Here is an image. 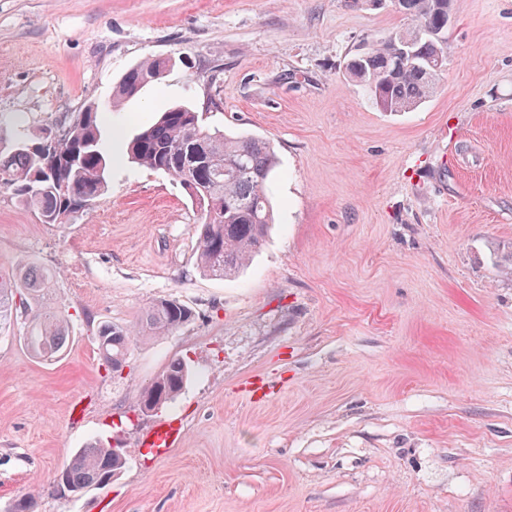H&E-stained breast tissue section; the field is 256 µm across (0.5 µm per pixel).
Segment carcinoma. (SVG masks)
Instances as JSON below:
<instances>
[{
  "label": "carcinoma",
  "mask_w": 512,
  "mask_h": 512,
  "mask_svg": "<svg viewBox=\"0 0 512 512\" xmlns=\"http://www.w3.org/2000/svg\"><path fill=\"white\" fill-rule=\"evenodd\" d=\"M399 11L414 25L372 43L365 52L347 62L348 78L360 86L387 112H404L416 107L435 85L447 66L441 42L423 30H448V0H398ZM410 44L414 59L396 68L391 40ZM164 61L150 57L126 72L117 83L113 101L96 112H73L24 139L0 130V189L33 211L41 222L64 226L93 209L108 191L111 155L103 138V115L125 99L138 94L140 72L159 71ZM56 127L69 128L67 142L56 156L44 157L30 149L42 135ZM128 159L148 169L182 181L186 168L195 171V188L203 201L219 209L210 219L201 214L196 225V265L211 277L236 274L266 241L273 223L272 207L265 185L277 160L271 144L258 137L211 130L193 107L173 105L158 120L136 133L127 149ZM46 272L28 267L0 273V325L27 317L23 342L37 359L54 358L70 343L66 319L56 313L43 314L31 303L39 300L48 284ZM193 311L174 299H156L145 308L141 327L155 336L177 330L190 322ZM134 330L111 323L98 327V350L106 366L119 372L125 366ZM189 377L185 360H171L139 395L150 410L173 400ZM124 459L112 448L93 442L77 451L57 470V486L65 492L98 490L117 475Z\"/></svg>",
  "instance_id": "carcinoma-1"
}]
</instances>
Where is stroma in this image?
<instances>
[{"label": "stroma", "mask_w": 512, "mask_h": 512, "mask_svg": "<svg viewBox=\"0 0 512 512\" xmlns=\"http://www.w3.org/2000/svg\"><path fill=\"white\" fill-rule=\"evenodd\" d=\"M446 71L383 111L348 57L411 26L352 0H0V125L29 133L105 103L150 56L172 66L108 115L107 193L43 224L0 190V271L49 269L46 311L71 342L33 357L0 326V512H512V0H451ZM270 141L274 223L238 274L195 264L200 211L172 177L127 160L175 104ZM194 319L135 336L113 372L97 330L155 299ZM174 358L183 390L138 393ZM264 390L248 396L246 386ZM182 423L161 457L143 437ZM125 465L102 490L55 472L96 440Z\"/></svg>", "instance_id": "stroma-1"}]
</instances>
